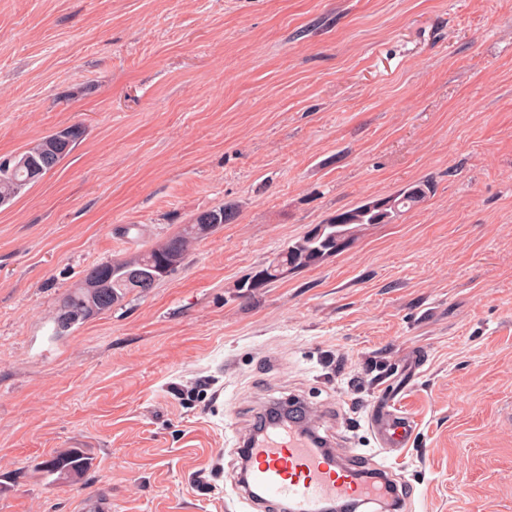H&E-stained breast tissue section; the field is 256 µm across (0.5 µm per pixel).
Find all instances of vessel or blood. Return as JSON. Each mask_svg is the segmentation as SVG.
<instances>
[{
    "instance_id": "b4317fda",
    "label": "vessel or blood",
    "mask_w": 512,
    "mask_h": 512,
    "mask_svg": "<svg viewBox=\"0 0 512 512\" xmlns=\"http://www.w3.org/2000/svg\"><path fill=\"white\" fill-rule=\"evenodd\" d=\"M324 418L322 408L305 405L300 422L287 431L270 428L260 438L242 434L236 452L242 468L236 495L240 501L282 505L291 512H327L331 505H366L378 500L376 484L362 480L364 470L375 468L373 455L349 449L315 446L308 436ZM366 422L380 451L404 452L415 440L416 426L396 411L392 399L374 401Z\"/></svg>"
}]
</instances>
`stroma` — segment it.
I'll use <instances>...</instances> for the list:
<instances>
[{"label":"stroma","instance_id":"stroma-1","mask_svg":"<svg viewBox=\"0 0 512 512\" xmlns=\"http://www.w3.org/2000/svg\"><path fill=\"white\" fill-rule=\"evenodd\" d=\"M82 141L0 207V512H264L234 445L322 406L370 448L378 382L414 445L415 512H512V0H0V156ZM426 200L317 265L242 282L336 212ZM236 215L146 293L66 335L86 269ZM78 448L70 481L37 464Z\"/></svg>","mask_w":512,"mask_h":512}]
</instances>
